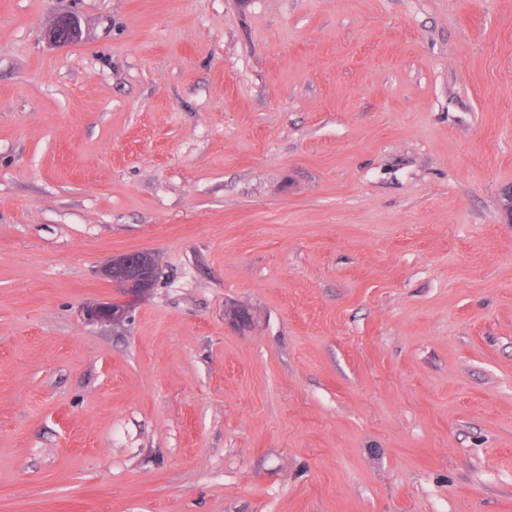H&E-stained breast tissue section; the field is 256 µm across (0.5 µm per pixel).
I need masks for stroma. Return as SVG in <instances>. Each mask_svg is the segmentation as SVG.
Masks as SVG:
<instances>
[{
    "instance_id": "obj_1",
    "label": "stroma",
    "mask_w": 512,
    "mask_h": 512,
    "mask_svg": "<svg viewBox=\"0 0 512 512\" xmlns=\"http://www.w3.org/2000/svg\"><path fill=\"white\" fill-rule=\"evenodd\" d=\"M508 186L512 0H0V512H512ZM66 30L72 34L73 40H75L80 33L79 22L68 14L61 15L57 18L56 23L45 33V38L48 43L52 45L70 44L72 39L66 36L64 33ZM152 261L150 253L132 251L114 257L102 271L105 277L137 296L152 287L156 276ZM128 306L120 302H98L84 310V317L89 323L120 324L128 313Z\"/></svg>"
}]
</instances>
